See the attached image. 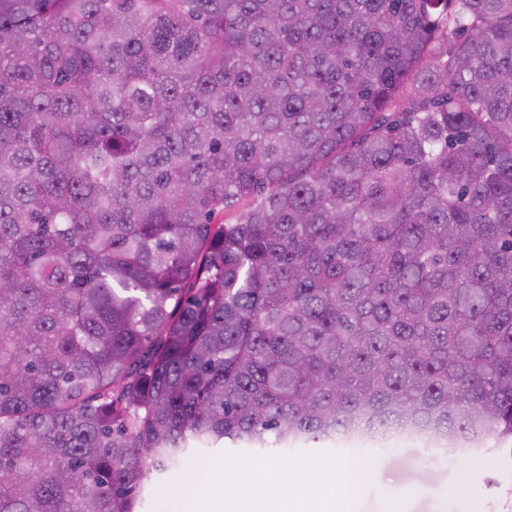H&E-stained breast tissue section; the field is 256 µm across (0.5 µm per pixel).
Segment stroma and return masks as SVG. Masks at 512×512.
Segmentation results:
<instances>
[{"instance_id": "obj_1", "label": "stroma", "mask_w": 512, "mask_h": 512, "mask_svg": "<svg viewBox=\"0 0 512 512\" xmlns=\"http://www.w3.org/2000/svg\"><path fill=\"white\" fill-rule=\"evenodd\" d=\"M340 462L350 468L365 465L374 471L364 490L344 512H384L388 499H402L407 512H512V453L499 451L476 461L449 449L434 447L426 438L391 435L366 442L355 451L347 439L321 445L298 444L287 452L212 449L186 462L185 470L152 479L137 498L138 512H184L185 498L194 489L222 488L224 469L250 464L249 481L255 497L264 499L269 467L296 476L307 467Z\"/></svg>"}]
</instances>
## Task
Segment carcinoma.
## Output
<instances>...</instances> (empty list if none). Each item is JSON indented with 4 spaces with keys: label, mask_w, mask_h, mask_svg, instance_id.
Instances as JSON below:
<instances>
[{
    "label": "carcinoma",
    "mask_w": 512,
    "mask_h": 512,
    "mask_svg": "<svg viewBox=\"0 0 512 512\" xmlns=\"http://www.w3.org/2000/svg\"><path fill=\"white\" fill-rule=\"evenodd\" d=\"M391 432L512 452V0H0V512Z\"/></svg>",
    "instance_id": "1"
}]
</instances>
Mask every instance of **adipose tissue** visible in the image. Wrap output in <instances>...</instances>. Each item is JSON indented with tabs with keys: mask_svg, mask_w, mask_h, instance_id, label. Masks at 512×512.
<instances>
[{
	"mask_svg": "<svg viewBox=\"0 0 512 512\" xmlns=\"http://www.w3.org/2000/svg\"><path fill=\"white\" fill-rule=\"evenodd\" d=\"M330 470L332 479L327 483H311L299 479L289 483L279 470L270 469L266 478L268 495L272 498L291 497L299 510L313 497L345 501L356 498L361 487L347 478L345 465L335 463L331 465Z\"/></svg>",
	"mask_w": 512,
	"mask_h": 512,
	"instance_id": "ef3b65f1",
	"label": "adipose tissue"
}]
</instances>
